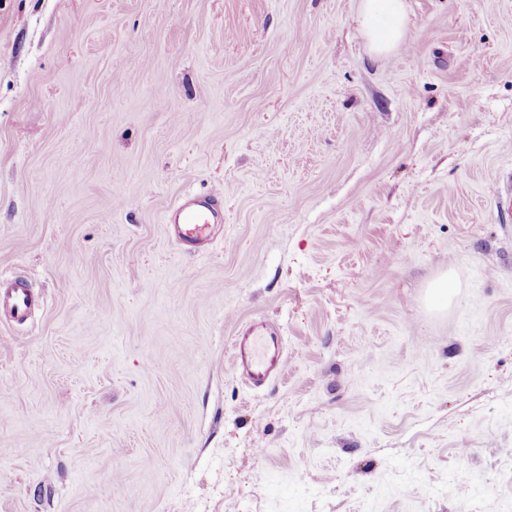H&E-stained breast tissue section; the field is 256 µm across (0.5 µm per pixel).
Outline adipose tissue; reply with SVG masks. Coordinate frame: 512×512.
<instances>
[{
    "label": "adipose tissue",
    "mask_w": 512,
    "mask_h": 512,
    "mask_svg": "<svg viewBox=\"0 0 512 512\" xmlns=\"http://www.w3.org/2000/svg\"><path fill=\"white\" fill-rule=\"evenodd\" d=\"M359 23L375 54H389L405 33V0H360Z\"/></svg>",
    "instance_id": "obj_1"
}]
</instances>
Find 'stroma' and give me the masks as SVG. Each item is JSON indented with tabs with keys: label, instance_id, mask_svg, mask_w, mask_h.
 <instances>
[{
	"label": "stroma",
	"instance_id": "obj_1",
	"mask_svg": "<svg viewBox=\"0 0 512 512\" xmlns=\"http://www.w3.org/2000/svg\"><path fill=\"white\" fill-rule=\"evenodd\" d=\"M359 4L0 0V512H512V0ZM405 0H360L359 23L376 55L389 54L406 27ZM221 193L210 191L207 195H190L178 201L167 214L169 228L188 249L195 248L213 237L224 215L218 207ZM0 288V307L8 309L19 321L25 320L36 303V298L26 282L16 277L5 278L0 275ZM229 358L234 372L251 388H264L287 368L284 339L263 319L242 325L232 337Z\"/></svg>",
	"mask_w": 512,
	"mask_h": 512
}]
</instances>
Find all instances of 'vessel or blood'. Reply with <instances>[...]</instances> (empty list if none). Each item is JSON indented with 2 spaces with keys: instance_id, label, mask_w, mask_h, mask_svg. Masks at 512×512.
I'll return each mask as SVG.
<instances>
[{
  "instance_id": "vessel-or-blood-1",
  "label": "vessel or blood",
  "mask_w": 512,
  "mask_h": 512,
  "mask_svg": "<svg viewBox=\"0 0 512 512\" xmlns=\"http://www.w3.org/2000/svg\"><path fill=\"white\" fill-rule=\"evenodd\" d=\"M218 192L190 195L178 201L167 214L169 228L187 248L212 238L224 215L218 207ZM36 303L26 282L0 275V307L18 320H25ZM229 358L234 372L251 388H263L287 368L284 339L280 331L263 319L242 325L233 336Z\"/></svg>"
}]
</instances>
